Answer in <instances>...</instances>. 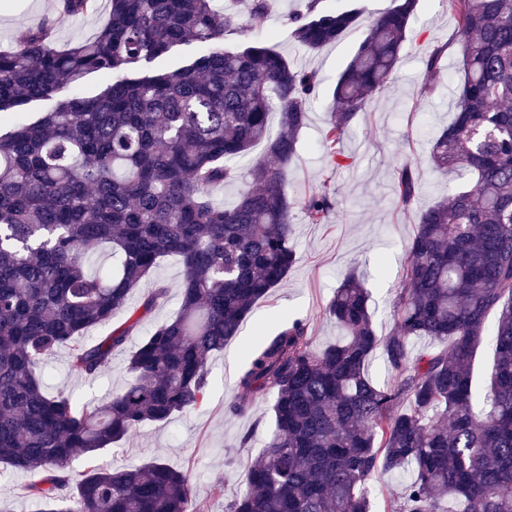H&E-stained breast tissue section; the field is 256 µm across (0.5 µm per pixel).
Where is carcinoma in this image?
Returning <instances> with one entry per match:
<instances>
[{
  "label": "carcinoma",
  "mask_w": 512,
  "mask_h": 512,
  "mask_svg": "<svg viewBox=\"0 0 512 512\" xmlns=\"http://www.w3.org/2000/svg\"><path fill=\"white\" fill-rule=\"evenodd\" d=\"M318 2L290 18L311 52L360 26L365 11L361 0L329 11ZM452 3L464 78L431 158L470 172L474 185L417 216L390 335L376 334L369 294L350 274L326 306L345 333L336 343L313 348L308 322L290 318L248 347L230 411L244 415L271 395L275 429L225 512H371L365 483L377 470L410 472L387 512H512V0ZM417 4L391 0L366 25L328 105L331 158L394 76ZM97 5L60 0L19 47L0 51V123L71 88L0 132V462L41 474L27 486L40 512H201L191 477L164 460L112 468L96 459L142 425L204 404L209 355L298 262L293 209L311 224L328 220L327 184L304 199L285 189L318 79L262 41L220 47L233 16L214 0H108L92 36L57 47L60 25ZM189 43L199 52L178 69L132 70ZM442 52L427 62V93L440 82ZM92 73L118 77L86 96ZM260 142L253 187L231 207L213 204L212 191ZM418 188L415 168L400 164L402 206ZM101 245L112 262L92 272L86 260ZM169 254L184 265L180 309L132 351V380L101 405L46 393L40 364L59 348L69 349L71 372L91 377L138 335L169 287L135 309L131 294ZM97 327L110 331L86 339ZM488 336L495 356L481 396L472 364ZM423 337L438 346L411 357L410 340ZM377 352L395 373L390 385L366 374Z\"/></svg>",
  "instance_id": "1"
}]
</instances>
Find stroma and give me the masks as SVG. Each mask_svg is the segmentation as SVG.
Returning a JSON list of instances; mask_svg holds the SVG:
<instances>
[{
  "label": "stroma",
  "instance_id": "obj_1",
  "mask_svg": "<svg viewBox=\"0 0 512 512\" xmlns=\"http://www.w3.org/2000/svg\"><path fill=\"white\" fill-rule=\"evenodd\" d=\"M58 0H0V48L20 45L28 27L54 14ZM263 28H251L245 0H217L234 14L224 33L225 46L266 40L290 62L315 71L320 79L309 105V120L299 135V154L288 168L286 191L294 198L308 196L322 182L337 192V204L327 223H308L301 210L291 222L299 261L286 281L255 307L239 336L208 359L207 399L200 408L175 415L165 423L141 427L132 437L103 452L104 465L144 464L159 457L174 468L192 474L193 497L204 512H225L229 501L246 485L247 471L258 461L274 430L272 397L255 402L243 416L228 406L235 397L238 372L246 345L273 332L278 322L296 314L310 323L314 348L336 342L342 331L325 313L334 290L346 275L356 274L370 293V311L377 335L394 329L393 306L402 288L405 246L415 232L416 215L447 198L465 177L443 172L430 162L431 137L452 120L461 80V53L455 41L456 18L451 0H419L409 23L408 38L395 77L373 97L351 122L340 145L339 162L322 150L329 119L327 104L340 73L354 56L361 31L346 34L324 49L309 53L294 40L288 16L303 10L306 0H268ZM442 49L440 65L446 77L428 96L420 88L426 61ZM411 162L420 175L421 189L410 207H402L394 191V170ZM184 268L178 257L160 259L130 298L138 306L156 285L169 294L146 317L145 327L172 318L180 305L176 289ZM132 337L112 355V365L90 378L69 370L68 349H58L44 362V383L51 394L65 393L81 401L101 403L126 385L123 372L130 353L139 344ZM0 463V512H31L25 488L37 481Z\"/></svg>",
  "mask_w": 512,
  "mask_h": 512
}]
</instances>
